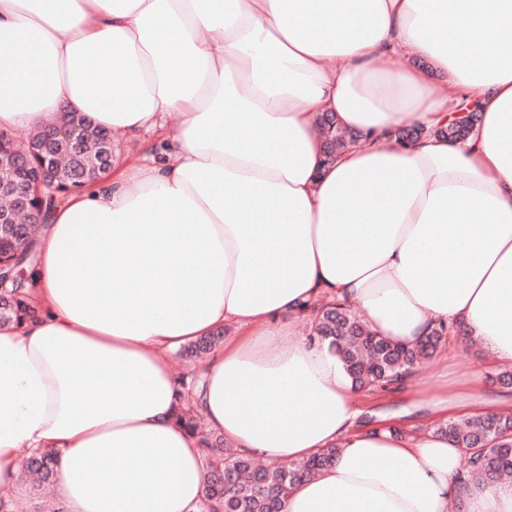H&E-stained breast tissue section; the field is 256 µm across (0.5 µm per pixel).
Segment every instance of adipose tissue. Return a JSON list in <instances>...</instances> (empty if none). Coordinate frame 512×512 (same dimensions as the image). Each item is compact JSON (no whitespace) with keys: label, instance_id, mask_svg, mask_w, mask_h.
<instances>
[{"label":"adipose tissue","instance_id":"1","mask_svg":"<svg viewBox=\"0 0 512 512\" xmlns=\"http://www.w3.org/2000/svg\"><path fill=\"white\" fill-rule=\"evenodd\" d=\"M463 98L480 120L453 142ZM65 110L155 140L41 229L42 311L0 328V498L25 449L65 512H200L169 356L228 326L191 397L207 427L278 463L338 451L280 512H512L436 431L512 398L479 372L433 398L414 368L428 425L367 426L329 340L293 328L332 301L394 344L459 323L512 370V0H0V130ZM326 113L360 135L330 163ZM46 456L29 455L23 459V466L27 472L35 476L33 489L39 491L53 481L55 459L51 454Z\"/></svg>","mask_w":512,"mask_h":512}]
</instances>
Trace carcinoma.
<instances>
[{"label":"carcinoma","instance_id":"obj_1","mask_svg":"<svg viewBox=\"0 0 512 512\" xmlns=\"http://www.w3.org/2000/svg\"><path fill=\"white\" fill-rule=\"evenodd\" d=\"M318 123L325 136L328 159L353 138L352 133L337 127L329 115L318 117ZM101 135V128L92 127L83 139L80 153L68 155L57 193L40 200L45 215H50L66 194L83 188L98 172ZM28 231L23 224H0V263L3 264L0 274L5 276L11 270L26 272V276L6 284V299L0 302V327L19 328L38 313V304L28 289L35 262V251L25 239ZM313 330L317 335L331 339L358 386L382 388L432 356L447 335V329L442 326L413 348L394 346L373 335L350 309L339 305L324 309ZM223 338L222 331L202 337L191 344V352H208ZM178 421L198 436L207 448L203 456L206 498L202 512H279L281 500L289 490L299 481L330 466L337 452L332 448L302 461L259 467L253 458L224 447V438L200 427L184 403ZM437 432L463 449L472 480L498 484L512 474L511 415L450 419L440 424ZM23 466L35 476L33 489L39 491L52 483L54 456L30 455L23 459Z\"/></svg>","mask_w":512,"mask_h":512}]
</instances>
